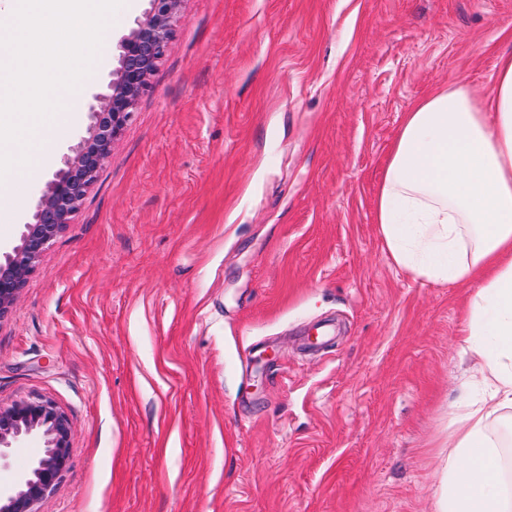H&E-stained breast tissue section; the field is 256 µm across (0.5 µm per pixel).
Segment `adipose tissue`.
I'll list each match as a JSON object with an SVG mask.
<instances>
[{
  "mask_svg": "<svg viewBox=\"0 0 512 512\" xmlns=\"http://www.w3.org/2000/svg\"><path fill=\"white\" fill-rule=\"evenodd\" d=\"M376 222L394 261L427 281L478 279L461 349L490 376L462 385L439 512H512V469L493 434L512 408V51L478 93L461 80L407 112L389 153Z\"/></svg>",
  "mask_w": 512,
  "mask_h": 512,
  "instance_id": "adipose-tissue-1",
  "label": "adipose tissue"
}]
</instances>
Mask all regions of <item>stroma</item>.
I'll return each mask as SVG.
<instances>
[{"label": "stroma", "instance_id": "stroma-1", "mask_svg": "<svg viewBox=\"0 0 512 512\" xmlns=\"http://www.w3.org/2000/svg\"><path fill=\"white\" fill-rule=\"evenodd\" d=\"M103 43L87 89L108 83ZM512 0H184L81 207L0 318V404L69 420L39 512H437L471 283L391 259L375 219L416 101L478 91ZM88 115L0 212V254Z\"/></svg>", "mask_w": 512, "mask_h": 512}]
</instances>
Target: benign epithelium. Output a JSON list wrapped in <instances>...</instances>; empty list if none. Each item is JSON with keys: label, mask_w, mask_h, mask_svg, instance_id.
Here are the masks:
<instances>
[{"label": "benign epithelium", "mask_w": 512, "mask_h": 512, "mask_svg": "<svg viewBox=\"0 0 512 512\" xmlns=\"http://www.w3.org/2000/svg\"><path fill=\"white\" fill-rule=\"evenodd\" d=\"M183 0H148L143 16L134 20L129 34L120 41L119 66L112 82L92 94L88 104L91 123L85 136L63 158V166L38 198L33 222L25 225L21 244L4 254L0 264V317L23 288L35 262L77 212L83 194L92 184L86 153L97 140L103 146L92 156L99 169L111 157L110 143L130 120L139 98L148 90L150 77L172 39ZM55 213L58 221L44 224ZM40 430L43 453L16 473L13 481L0 485V512H38L40 500L57 485L68 462L69 422L47 401H28L0 406V469L10 467L12 449L27 435Z\"/></svg>", "instance_id": "1"}]
</instances>
